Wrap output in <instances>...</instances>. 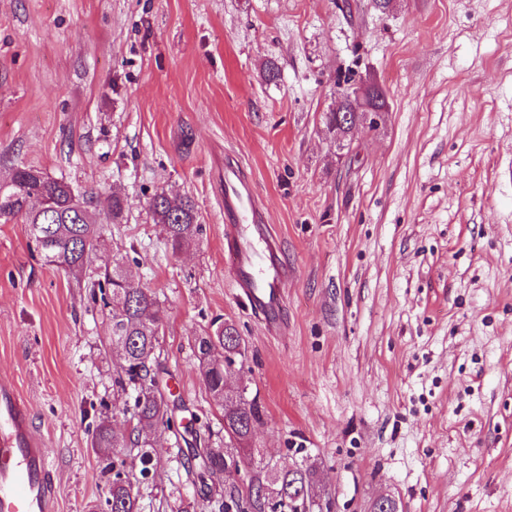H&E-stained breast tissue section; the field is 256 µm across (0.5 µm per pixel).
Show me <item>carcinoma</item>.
Wrapping results in <instances>:
<instances>
[{
    "label": "carcinoma",
    "mask_w": 512,
    "mask_h": 512,
    "mask_svg": "<svg viewBox=\"0 0 512 512\" xmlns=\"http://www.w3.org/2000/svg\"><path fill=\"white\" fill-rule=\"evenodd\" d=\"M152 220L163 226L168 244L175 253L191 247L202 232L198 207L189 196L171 195L161 190L148 201ZM0 220L25 224L29 238L48 263L79 278L96 268L97 279L90 282L93 303L112 311V345L122 351V370L113 385L135 393L129 432L116 429L102 420L93 434L92 445L107 453L116 448L136 449L143 468L141 479L149 478L154 435L173 428L172 417L178 405L159 388L160 325L158 302L148 288L133 285L119 263L96 267L102 239L101 228L92 212L84 213L74 202L72 185L43 171L21 167L9 180L0 182ZM194 351L199 361V376L206 391L223 411L224 432L208 431V436L184 427L194 446L186 456L188 467L195 470L203 486L215 474L244 461L250 428L262 418V406L248 398L247 388H233L226 375L242 356L241 336L229 322L214 320L211 330L195 338ZM108 470L112 472L106 512H136L137 494L125 461L115 456ZM246 502L254 512H312V482L308 469L264 470L263 476L250 481Z\"/></svg>",
    "instance_id": "cac0c4a2"
}]
</instances>
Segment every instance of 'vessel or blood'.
I'll use <instances>...</instances> for the list:
<instances>
[{
    "instance_id": "vessel-or-blood-1",
    "label": "vessel or blood",
    "mask_w": 512,
    "mask_h": 512,
    "mask_svg": "<svg viewBox=\"0 0 512 512\" xmlns=\"http://www.w3.org/2000/svg\"><path fill=\"white\" fill-rule=\"evenodd\" d=\"M224 250L234 288L269 329L279 326L290 271L257 194L239 162L224 158ZM55 484L30 413L9 381L0 382V512H53Z\"/></svg>"
}]
</instances>
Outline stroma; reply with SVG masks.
<instances>
[{"label":"stroma","mask_w":512,"mask_h":512,"mask_svg":"<svg viewBox=\"0 0 512 512\" xmlns=\"http://www.w3.org/2000/svg\"><path fill=\"white\" fill-rule=\"evenodd\" d=\"M0 0V181L34 167L93 195L108 256L159 303L162 375L183 421L220 430L195 336L234 323L231 384L264 415L239 473L200 490L171 432L137 512H216L263 467L315 469L322 512H512V0ZM278 82L262 77L266 61ZM387 110L338 147V72ZM252 178L292 274L269 332L224 256L225 153ZM191 196L173 254L147 208ZM108 311L0 223V380L26 402L55 512H105L91 445L131 428Z\"/></svg>","instance_id":"1"}]
</instances>
